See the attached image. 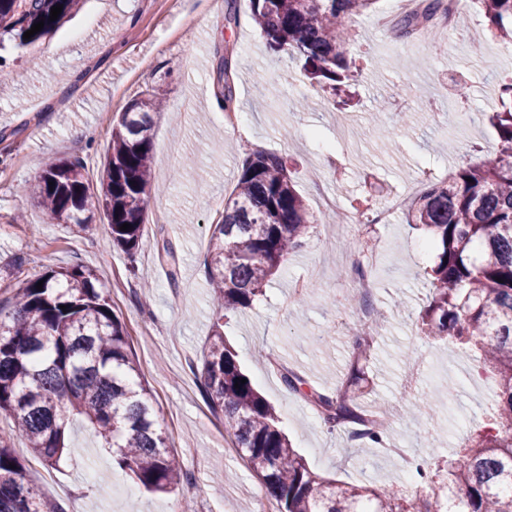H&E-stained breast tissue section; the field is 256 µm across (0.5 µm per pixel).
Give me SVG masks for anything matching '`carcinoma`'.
Segmentation results:
<instances>
[{"label":"carcinoma","mask_w":512,"mask_h":512,"mask_svg":"<svg viewBox=\"0 0 512 512\" xmlns=\"http://www.w3.org/2000/svg\"><path fill=\"white\" fill-rule=\"evenodd\" d=\"M250 14L273 52L292 51L310 80L341 98L355 80L346 51V22L376 0H248ZM453 0H420L403 17L401 34L435 26ZM491 35L512 42V0H478ZM63 6L56 20L51 8ZM79 7V0H0V30L23 37L44 27L34 43ZM234 47L224 49V109L235 100ZM162 93L147 90L113 122L99 189L90 191L80 159L48 164L34 188L50 220L82 224L97 203L108 219L112 243L128 256L143 246L144 200L152 180L153 114ZM498 153L433 183L412 201L408 223L432 238L431 300L420 330L475 347L497 387L494 422L468 439L446 462V477L423 495L405 498L394 487L348 486L312 472L280 427L276 408L242 371L238 353L214 324L203 353V377L213 409L224 414L235 447L279 512H512V103L489 117ZM131 229L122 231V224ZM311 227L284 159L246 153L236 185L214 225L208 252L209 282L217 310L234 313L252 305L288 253L302 246ZM159 256L175 278L171 242ZM42 289H37L38 281ZM367 337L358 336L349 372L336 389L317 388L299 373L278 368L279 378L332 430L352 429L362 444L382 439L387 412L360 398L369 386ZM246 383L236 385L240 380ZM46 467L59 465L69 448L68 427L79 419L118 464L149 492H167L183 474L169 449L151 391L138 378L127 332L112 312L94 271L84 266L50 270L20 284L0 306V413ZM0 512H60L26 480L23 465L0 443Z\"/></svg>","instance_id":"cac0c4a2"}]
</instances>
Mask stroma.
Here are the masks:
<instances>
[{"mask_svg":"<svg viewBox=\"0 0 512 512\" xmlns=\"http://www.w3.org/2000/svg\"><path fill=\"white\" fill-rule=\"evenodd\" d=\"M460 6L465 23L453 35L422 29L398 36L395 22L407 12L400 0H377L355 17L348 46L354 100L345 110L290 54L266 49L247 0H238L234 24L225 20L226 0H111L105 10L83 0L38 42L0 36V266L17 271L0 280V300L21 279L76 264L93 269L126 326L139 377L186 474L173 491H146L78 421L68 455L48 470L13 419L0 413V442L61 512H256L261 505L279 512L240 457L223 413L204 396L203 351L218 321L315 474L419 492L416 474L399 459L329 430L275 370L285 365L326 389L345 379L356 340L351 324L362 309L354 291L359 269L377 283L370 308L385 324L371 345L368 375L371 399L393 413L387 442L432 473L482 427L495 383L473 352L420 331L432 255L425 232L406 221L407 204L423 190L413 179L417 169H432L439 181L497 152L487 115L500 108L499 83L512 79V44L489 38L474 53L471 38L485 30L486 19L474 0ZM385 15L392 24L383 28ZM228 45L237 50L230 116L218 82ZM153 86L164 89L167 108L154 119V189L145 201L143 247L132 261L113 246L102 209L90 208L80 226L56 223L31 188L46 164L62 157L81 158L97 184L113 121ZM75 128L92 135L73 137ZM390 131L392 148L383 143ZM248 150L287 159L317 222L252 305L222 320L210 301L204 260ZM395 197L402 206L390 223L360 233L321 221L330 211L346 216ZM166 240L180 258L173 280L157 259ZM417 402L431 406L432 418L410 417L407 409Z\"/></svg>","mask_w":512,"mask_h":512,"instance_id":"35a3bbf8","label":"stroma"}]
</instances>
